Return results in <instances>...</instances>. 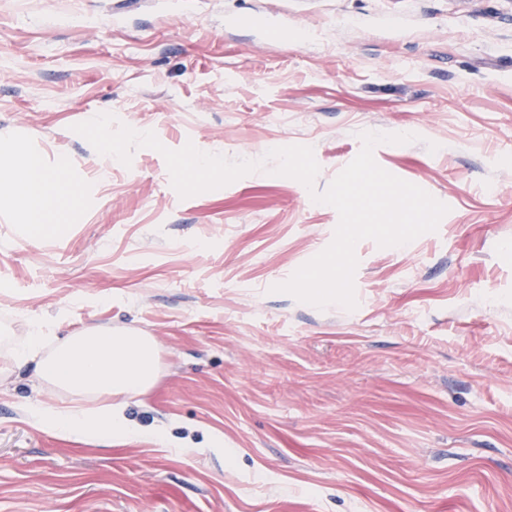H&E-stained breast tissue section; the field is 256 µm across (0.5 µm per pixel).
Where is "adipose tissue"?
Wrapping results in <instances>:
<instances>
[{"label": "adipose tissue", "instance_id": "1", "mask_svg": "<svg viewBox=\"0 0 512 512\" xmlns=\"http://www.w3.org/2000/svg\"><path fill=\"white\" fill-rule=\"evenodd\" d=\"M0 180L31 217L45 216L55 185L37 158L13 156L0 169ZM15 363L33 366L40 383L73 397L67 406L26 403L31 424L62 437L99 440L136 434L125 414L127 401L149 390L159 371L157 343L144 332L93 328L54 342L39 323L30 324Z\"/></svg>", "mask_w": 512, "mask_h": 512}]
</instances>
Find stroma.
I'll return each mask as SVG.
<instances>
[{
    "label": "stroma",
    "instance_id": "35a3bbf8",
    "mask_svg": "<svg viewBox=\"0 0 512 512\" xmlns=\"http://www.w3.org/2000/svg\"><path fill=\"white\" fill-rule=\"evenodd\" d=\"M109 112L164 149L312 147L325 191L364 131L448 206L399 247L357 243L358 306L273 292L337 211L258 171L186 199L75 124ZM436 143L429 152L428 143ZM58 184L48 227L0 185V512H512V0H0V155ZM150 333L129 401L173 445L30 424L66 404L11 359L29 320Z\"/></svg>",
    "mask_w": 512,
    "mask_h": 512
}]
</instances>
